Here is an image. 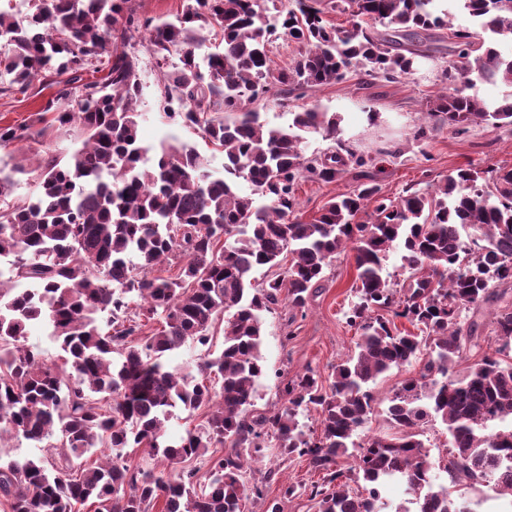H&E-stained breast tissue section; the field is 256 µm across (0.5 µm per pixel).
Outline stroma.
Masks as SVG:
<instances>
[{
    "instance_id": "35a3bbf8",
    "label": "stroma",
    "mask_w": 512,
    "mask_h": 512,
    "mask_svg": "<svg viewBox=\"0 0 512 512\" xmlns=\"http://www.w3.org/2000/svg\"><path fill=\"white\" fill-rule=\"evenodd\" d=\"M448 35V30L436 31L428 57L421 59L416 70L396 81L374 80L352 71L318 90L289 96L286 104L267 101L262 117L269 125L282 126L287 124L290 113L313 107L336 113L347 145L366 157L382 155L383 170L376 178L381 196L389 199L401 196L409 188L430 190L460 168L512 166V126L481 124L458 135L440 119L427 114L429 101L445 85L443 72L451 47ZM146 40V34L141 32L133 38L134 45L142 49L141 142L152 145L165 139L191 144L211 157L215 173H222L223 155L213 154L201 133L161 117L155 85L158 69L154 58L143 49ZM53 93V88L36 82L27 94L0 95V125L30 122ZM359 173V167L350 163L330 183L300 179L296 189L299 213L311 217L329 198L356 193L361 185ZM355 278L354 254L349 251L332 262L320 292L306 311L289 308L283 302L265 314L262 353L266 375L257 386L249 415H265L281 407L284 377L311 370L323 384H330L336 364L351 353L358 337L344 317ZM419 369L420 364L415 361L377 380L372 412L360 429V436L389 433V400L400 383ZM251 475L257 479L268 477L269 483L263 499L244 501V512H266L273 504L279 505L281 512H310L307 499L287 500L281 494L285 485L319 481V473L310 470L305 458L283 457L272 449L262 462L253 465Z\"/></svg>"
}]
</instances>
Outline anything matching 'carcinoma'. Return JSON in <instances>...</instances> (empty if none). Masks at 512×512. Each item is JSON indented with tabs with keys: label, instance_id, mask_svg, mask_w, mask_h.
<instances>
[{
	"label": "carcinoma",
	"instance_id": "1",
	"mask_svg": "<svg viewBox=\"0 0 512 512\" xmlns=\"http://www.w3.org/2000/svg\"><path fill=\"white\" fill-rule=\"evenodd\" d=\"M267 0H185L174 21L145 17L136 0H28L26 20L0 9V94L26 93L34 79L57 87L31 124L0 126V150L40 147L37 165L0 167V255L14 257L11 288L0 281V442L24 439L57 450L43 457L0 452V512H242L263 497L249 482L252 464L271 448L307 457L323 473L311 489L288 485L283 497L309 493L317 512H468L450 488L493 484L512 497V301L493 316L495 353L465 374L457 363L472 347L475 323L464 313L502 300L512 286V166L482 172L460 168L432 192L379 195L375 175L352 196L334 197L310 220L297 214L295 185L303 176L330 183L346 161H368L347 150L308 159L306 133L346 150L336 114L315 108L291 113L286 127L269 125L260 102L280 87L282 99L343 78L352 67L373 79L409 74L428 31L447 28L457 59L448 61V88L435 97L438 115L458 134L474 125L512 126V94L499 102L468 93L478 79L512 87V0H456L471 25L456 27L438 0H338L349 27L324 18L322 0H294L271 16ZM382 29H377V26ZM282 28L304 45L286 70L274 72L266 36ZM148 34L159 69L157 99L165 118L203 132L224 155V176L210 171L195 147L161 146L153 161L140 145L138 50L133 33ZM206 30L223 51L205 52ZM179 66L165 69L170 56ZM104 76L88 77L92 73ZM75 127L78 145L51 151L54 131ZM37 193L17 194L19 176ZM245 181L260 195L241 193ZM354 252L356 301L346 312L360 331L351 354L325 388L307 371L283 380V405L251 417L265 374L262 312L281 301L308 306L336 255ZM402 249L408 275L393 288L383 277L390 252ZM286 270L253 287L260 268ZM224 312V348L196 365L170 367L167 353L188 342L210 344ZM417 332L399 330L387 313ZM158 324L151 333L148 323ZM45 324L62 365L25 344ZM421 358L416 375L390 399L394 433L360 443L358 430L383 374ZM217 375L220 387L204 382ZM205 409L199 428L172 438L170 409ZM315 410L321 434L298 416ZM441 419L448 454L433 460L423 426ZM229 447L227 453L214 449ZM101 449L103 461L88 463ZM148 448L170 465L202 460L170 479L132 466L127 449ZM447 481L436 483L438 473ZM405 487L411 511L388 510L386 481Z\"/></svg>",
	"mask_w": 512,
	"mask_h": 512
}]
</instances>
